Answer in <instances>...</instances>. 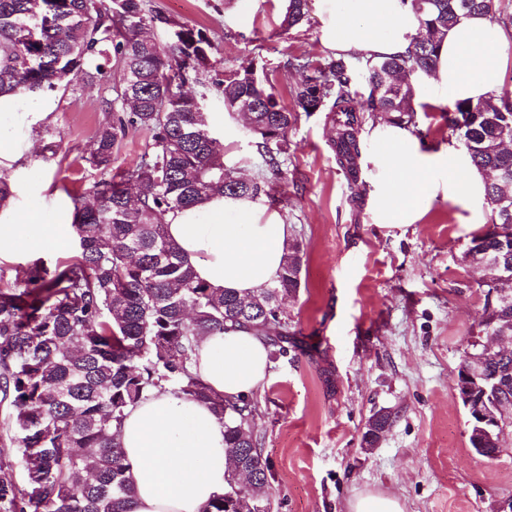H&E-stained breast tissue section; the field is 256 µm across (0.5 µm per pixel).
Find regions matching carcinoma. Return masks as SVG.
<instances>
[{"label":"carcinoma","mask_w":512,"mask_h":512,"mask_svg":"<svg viewBox=\"0 0 512 512\" xmlns=\"http://www.w3.org/2000/svg\"><path fill=\"white\" fill-rule=\"evenodd\" d=\"M420 31L408 53L374 62L343 56H289L283 68L300 75L291 112L249 67L204 78L215 45L201 29L146 8L145 0H0V93L43 95L63 83L93 86L115 60L120 70L112 121L96 135L89 163L101 178L93 202L72 198L76 246L55 263L37 258L0 284V402L14 410L29 490L6 475L15 462L0 447V512H125L134 487L118 442L126 409L154 391L169 390L208 404L224 419L227 453L254 477L251 491L209 502L204 512H270L269 471L249 400L226 403L193 373L201 337L249 327L271 354H285L290 336L280 302L301 288L300 243L288 247L279 279L240 297L199 281L169 238L166 213L202 203L215 192L231 198L271 196L263 176L251 179L224 162V138L209 125L201 98L184 90L193 78L214 90L228 114L249 106V132L267 169L282 172L288 132L300 114L326 113L330 148L354 196L362 193L357 159L364 115L355 107L353 75H361L367 112L418 129L414 90L403 75L430 73L448 30L472 13L502 17L500 0H411ZM308 0H286L289 31ZM170 26L162 48L143 36ZM448 126L473 166L497 178L484 182L488 228L473 236L465 258L486 263L484 333L512 335V293L491 297L512 280V99L457 102ZM131 130L151 135L141 161L114 169V149ZM512 374V355L486 357L483 374Z\"/></svg>","instance_id":"1"}]
</instances>
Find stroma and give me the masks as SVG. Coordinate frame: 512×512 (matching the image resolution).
<instances>
[{
  "label": "stroma",
  "instance_id": "1",
  "mask_svg": "<svg viewBox=\"0 0 512 512\" xmlns=\"http://www.w3.org/2000/svg\"><path fill=\"white\" fill-rule=\"evenodd\" d=\"M146 2L168 21L207 32L216 46L212 73L253 67L288 107L299 76L283 68L284 58L328 53L315 13L281 33L282 0ZM104 97L75 80L25 113L17 133L34 147L7 172L15 211L53 223L99 180L89 158L98 128L112 118ZM443 103L430 94L418 112L425 141L437 149L458 143ZM208 110L225 161L246 155L243 175L264 174L242 119L214 96ZM331 136L324 113L302 117L288 134L283 178L270 180L304 252L300 291L283 305L295 339L252 398L271 466V512H350L365 494L396 498L404 512H498L512 499V429L496 458L477 454L456 390L484 306L481 273L463 256L489 209L473 215L438 197L416 223L376 224L367 197L352 198ZM380 410L394 421L369 448L366 423Z\"/></svg>",
  "mask_w": 512,
  "mask_h": 512
}]
</instances>
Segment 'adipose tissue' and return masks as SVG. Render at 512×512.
Here are the masks:
<instances>
[{"instance_id":"1","label":"adipose tissue","mask_w":512,"mask_h":512,"mask_svg":"<svg viewBox=\"0 0 512 512\" xmlns=\"http://www.w3.org/2000/svg\"><path fill=\"white\" fill-rule=\"evenodd\" d=\"M326 45L347 58L378 60L405 53L420 23L411 0H318ZM512 38L482 14L462 17L445 35L431 74H416L417 92L435 88L448 103L498 96ZM16 95L0 94V167H12L31 141L5 132L19 118ZM380 142L366 161L389 170L372 181L369 203L377 223H415L435 197L476 208L484 180L466 154L448 146L438 153L404 126L380 123L371 131ZM448 171L427 180L433 167ZM69 212L56 223L40 214L0 209V255L39 252L60 245L72 223ZM169 237L196 276L210 287L241 296L275 282L283 267L291 227L258 199L213 195L202 205L165 217ZM270 361L265 342L247 329L203 337L194 363L200 379L225 400L253 397L264 385ZM126 474L135 488L127 512H203L228 487L232 464L225 453L224 422L204 403L169 392H153L128 408L120 436Z\"/></svg>"}]
</instances>
